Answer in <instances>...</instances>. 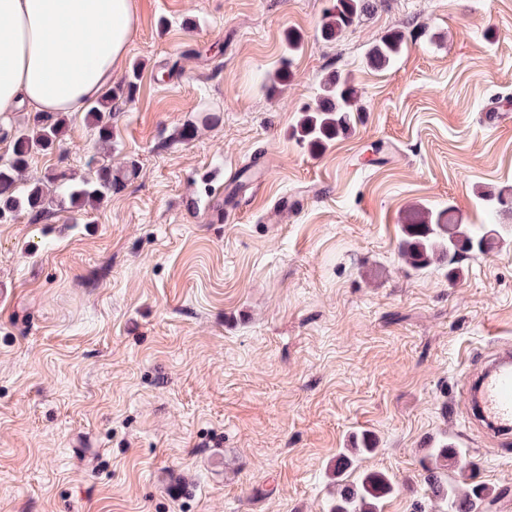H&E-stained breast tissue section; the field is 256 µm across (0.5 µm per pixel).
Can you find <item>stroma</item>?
I'll use <instances>...</instances> for the list:
<instances>
[{
	"label": "stroma",
	"instance_id": "35a3bbf8",
	"mask_svg": "<svg viewBox=\"0 0 512 512\" xmlns=\"http://www.w3.org/2000/svg\"><path fill=\"white\" fill-rule=\"evenodd\" d=\"M135 3L112 163L137 177L79 220L0 223V512H329L364 430L356 473L396 484L382 512H444L423 482L443 436L477 512H512V454L447 414L462 353L512 340V216L455 277L398 254L413 213L477 226L479 190L512 187V111L485 120L512 98V0H377L335 41L326 0ZM393 31L404 51L374 68ZM336 72L360 120L303 146ZM96 140L71 113L28 176H86ZM405 42L401 34L392 33L382 37L369 49V62L376 68L387 67L403 52Z\"/></svg>",
	"mask_w": 512,
	"mask_h": 512
}]
</instances>
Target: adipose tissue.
Returning <instances> with one entry per match:
<instances>
[{"instance_id":"obj_1","label":"adipose tissue","mask_w":512,"mask_h":512,"mask_svg":"<svg viewBox=\"0 0 512 512\" xmlns=\"http://www.w3.org/2000/svg\"><path fill=\"white\" fill-rule=\"evenodd\" d=\"M133 0H0V112H76L111 81Z\"/></svg>"}]
</instances>
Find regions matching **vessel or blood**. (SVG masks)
Returning <instances> with one entry per match:
<instances>
[{
  "label": "vessel or blood",
  "mask_w": 512,
  "mask_h": 512,
  "mask_svg": "<svg viewBox=\"0 0 512 512\" xmlns=\"http://www.w3.org/2000/svg\"><path fill=\"white\" fill-rule=\"evenodd\" d=\"M464 400L476 409L499 446L512 444V344L503 343L488 358L477 380L466 383Z\"/></svg>",
  "instance_id": "b4317fda"
}]
</instances>
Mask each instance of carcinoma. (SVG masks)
<instances>
[{
	"label": "carcinoma",
	"instance_id": "carcinoma-1",
	"mask_svg": "<svg viewBox=\"0 0 512 512\" xmlns=\"http://www.w3.org/2000/svg\"><path fill=\"white\" fill-rule=\"evenodd\" d=\"M377 7L376 0H329L323 14V33L328 40L339 37L360 17ZM401 34L382 37L369 49V62L376 68L387 67L403 52ZM137 89L134 79H126L104 89L87 102L86 120L97 131V153L109 157L112 152L113 106L120 100L133 98ZM362 111L358 93L349 76L332 74L320 84L318 101L302 109L294 134L297 140L317 148L354 127L356 115ZM68 117L59 112H30L24 120L11 127V152L0 161V222L27 212L35 217L59 206L73 213H85L97 208L112 191L133 179L138 171L131 161L122 168L99 163L91 157L88 165L95 168L94 176L79 181L64 172L49 173L40 179L27 181L23 173L31 158L53 150L63 139ZM480 196L492 203L494 213H512V188L498 192L482 191ZM399 255L410 269L421 272L432 266H451L467 252L482 253L493 243L494 225L483 233L473 232L453 216L441 212L437 219L416 214L411 223L402 227ZM375 450V441L368 435L353 440V447L336 456V499L331 512H380V503L396 491L395 483L382 473H365L357 481L347 483L344 475L352 469L359 455ZM452 457L448 438L435 441L425 468L424 482L433 498L450 504L454 512H473L474 501L481 499L482 489L473 487L461 496L448 483V459Z\"/></svg>",
	"mask_w": 512,
	"mask_h": 512
}]
</instances>
